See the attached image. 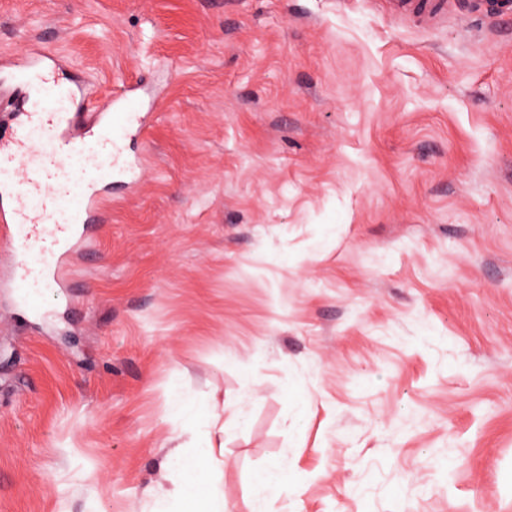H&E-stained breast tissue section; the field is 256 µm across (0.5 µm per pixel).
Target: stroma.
Wrapping results in <instances>:
<instances>
[{
  "instance_id": "35a3bbf8",
  "label": "stroma",
  "mask_w": 512,
  "mask_h": 512,
  "mask_svg": "<svg viewBox=\"0 0 512 512\" xmlns=\"http://www.w3.org/2000/svg\"><path fill=\"white\" fill-rule=\"evenodd\" d=\"M455 2L0 0L156 115L48 317L0 248V512H168L198 434L226 512H512V12ZM397 12L435 18L448 13L446 0H390ZM166 412L171 416H179L186 432L193 433L197 421L202 416V411L188 393L169 392V399L166 404ZM252 496L255 503L254 512H267L268 504L283 494L287 497L291 494L288 485V491L285 489L281 480L280 470L277 467H268L258 470L254 473L251 480Z\"/></svg>"
}]
</instances>
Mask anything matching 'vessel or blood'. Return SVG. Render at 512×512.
Listing matches in <instances>:
<instances>
[{
	"label": "vessel or blood",
	"mask_w": 512,
	"mask_h": 512,
	"mask_svg": "<svg viewBox=\"0 0 512 512\" xmlns=\"http://www.w3.org/2000/svg\"><path fill=\"white\" fill-rule=\"evenodd\" d=\"M395 10L435 18L447 14V0H391ZM23 66L35 77L0 81V103L39 97L60 65L36 48ZM60 107L1 112L10 133L0 139V235L9 243L10 284L32 309H45L65 296L61 270L72 248L106 218L105 180L114 167L129 164L127 142L141 136L151 115L137 109L136 89L103 108L90 107L92 87L74 80L56 84Z\"/></svg>",
	"instance_id": "vessel-or-blood-1"
}]
</instances>
